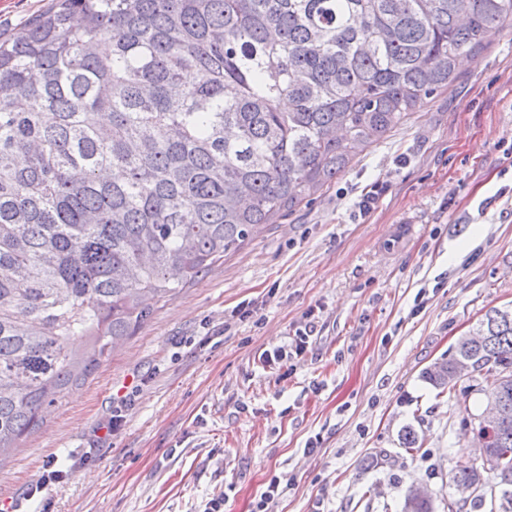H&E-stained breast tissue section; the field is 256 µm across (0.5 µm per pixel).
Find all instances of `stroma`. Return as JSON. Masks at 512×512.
Masks as SVG:
<instances>
[{
  "label": "stroma",
  "mask_w": 512,
  "mask_h": 512,
  "mask_svg": "<svg viewBox=\"0 0 512 512\" xmlns=\"http://www.w3.org/2000/svg\"><path fill=\"white\" fill-rule=\"evenodd\" d=\"M493 308H512V25L63 392L0 453V502L253 512L275 476L269 512H401L413 485L448 512L474 434L421 373ZM54 459L72 474L27 501Z\"/></svg>",
  "instance_id": "obj_1"
}]
</instances>
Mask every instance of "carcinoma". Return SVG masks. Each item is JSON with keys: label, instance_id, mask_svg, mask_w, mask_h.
Segmentation results:
<instances>
[{"label": "carcinoma", "instance_id": "obj_1", "mask_svg": "<svg viewBox=\"0 0 512 512\" xmlns=\"http://www.w3.org/2000/svg\"><path fill=\"white\" fill-rule=\"evenodd\" d=\"M506 24L512 0H52L0 37V452L170 271L195 280L310 200ZM467 360L498 369L503 418L497 468L456 462V509L512 512V310L422 379L450 393Z\"/></svg>", "mask_w": 512, "mask_h": 512}]
</instances>
